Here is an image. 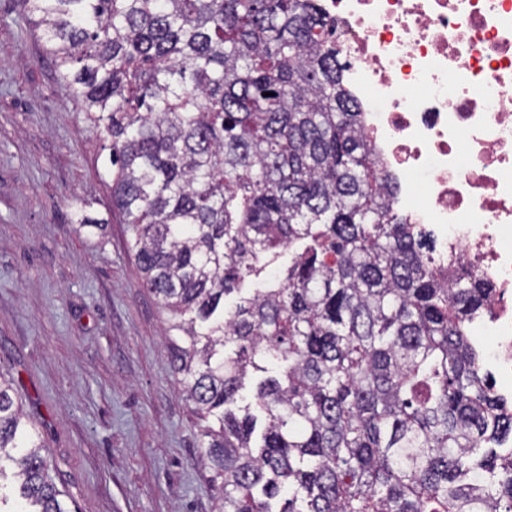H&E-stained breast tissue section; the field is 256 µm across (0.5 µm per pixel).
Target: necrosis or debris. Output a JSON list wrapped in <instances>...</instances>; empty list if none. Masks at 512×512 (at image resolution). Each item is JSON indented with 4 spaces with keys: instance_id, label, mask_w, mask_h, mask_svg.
Listing matches in <instances>:
<instances>
[{
    "instance_id": "obj_1",
    "label": "necrosis or debris",
    "mask_w": 512,
    "mask_h": 512,
    "mask_svg": "<svg viewBox=\"0 0 512 512\" xmlns=\"http://www.w3.org/2000/svg\"><path fill=\"white\" fill-rule=\"evenodd\" d=\"M402 221L487 281L475 336L512 406V0H318Z\"/></svg>"
}]
</instances>
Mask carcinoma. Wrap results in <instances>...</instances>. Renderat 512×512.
<instances>
[{
	"mask_svg": "<svg viewBox=\"0 0 512 512\" xmlns=\"http://www.w3.org/2000/svg\"><path fill=\"white\" fill-rule=\"evenodd\" d=\"M20 7L109 142L214 512H512V408L468 336L491 287L395 213L316 0ZM65 497L0 373V512Z\"/></svg>",
	"mask_w": 512,
	"mask_h": 512,
	"instance_id": "obj_1",
	"label": "carcinoma"
}]
</instances>
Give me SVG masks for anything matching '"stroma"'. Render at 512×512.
<instances>
[{
	"label": "stroma",
	"instance_id": "stroma-1",
	"mask_svg": "<svg viewBox=\"0 0 512 512\" xmlns=\"http://www.w3.org/2000/svg\"><path fill=\"white\" fill-rule=\"evenodd\" d=\"M108 155L18 0H0V372L74 512H213Z\"/></svg>",
	"mask_w": 512,
	"mask_h": 512
}]
</instances>
